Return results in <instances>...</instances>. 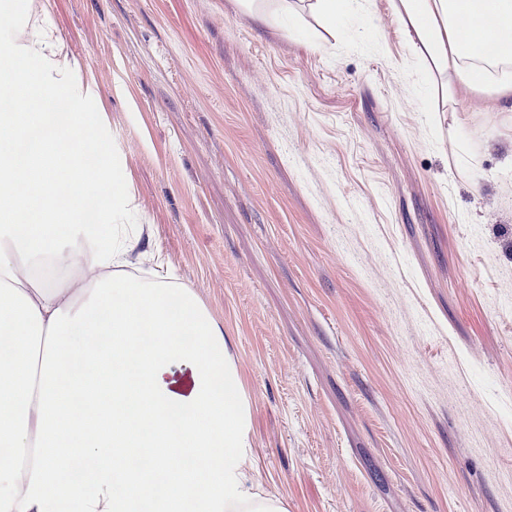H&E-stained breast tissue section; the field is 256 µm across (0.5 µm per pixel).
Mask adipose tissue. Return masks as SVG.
<instances>
[{"label": "adipose tissue", "instance_id": "obj_1", "mask_svg": "<svg viewBox=\"0 0 512 512\" xmlns=\"http://www.w3.org/2000/svg\"><path fill=\"white\" fill-rule=\"evenodd\" d=\"M336 37L359 0H239ZM435 95L512 112V0H389ZM29 59L0 58V512H288L252 476L249 398L195 292L126 273L128 175Z\"/></svg>", "mask_w": 512, "mask_h": 512}]
</instances>
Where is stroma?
Instances as JSON below:
<instances>
[{"mask_svg": "<svg viewBox=\"0 0 512 512\" xmlns=\"http://www.w3.org/2000/svg\"><path fill=\"white\" fill-rule=\"evenodd\" d=\"M336 42L237 0H15L133 185V271L224 328L288 512H512V112L428 79L388 0Z\"/></svg>", "mask_w": 512, "mask_h": 512, "instance_id": "1", "label": "stroma"}]
</instances>
